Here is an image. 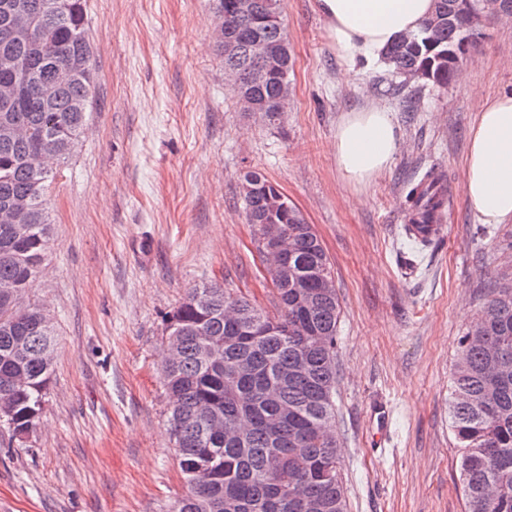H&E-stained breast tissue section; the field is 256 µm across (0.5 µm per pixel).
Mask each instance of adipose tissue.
I'll list each match as a JSON object with an SVG mask.
<instances>
[{
  "label": "adipose tissue",
  "instance_id": "adipose-tissue-1",
  "mask_svg": "<svg viewBox=\"0 0 512 512\" xmlns=\"http://www.w3.org/2000/svg\"><path fill=\"white\" fill-rule=\"evenodd\" d=\"M317 7L337 54L348 64L371 66L391 44L420 29L434 0H317ZM398 146L387 109L365 106L336 127V168L344 183L365 188L388 169ZM463 184L480 223L512 221V91L487 98L471 126Z\"/></svg>",
  "mask_w": 512,
  "mask_h": 512
}]
</instances>
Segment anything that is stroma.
I'll return each instance as SVG.
<instances>
[{
	"mask_svg": "<svg viewBox=\"0 0 512 512\" xmlns=\"http://www.w3.org/2000/svg\"><path fill=\"white\" fill-rule=\"evenodd\" d=\"M292 99L244 112L224 79L210 0H88L96 81L88 127L55 180L53 242L27 295L54 317V374L25 442L0 426V512H174L187 492L161 380L165 327L218 283L276 315L242 179L257 170L312 224L341 304L336 435L349 512H464L450 427L459 339L512 273V223H480L462 185L485 98L512 90V16L490 19L460 76L401 82L333 50L316 0H281ZM390 112L400 147L357 191L336 169L347 112ZM453 199L435 240L402 234L427 169ZM395 407V453L373 443Z\"/></svg>",
	"mask_w": 512,
	"mask_h": 512,
	"instance_id": "stroma-1",
	"label": "stroma"
}]
</instances>
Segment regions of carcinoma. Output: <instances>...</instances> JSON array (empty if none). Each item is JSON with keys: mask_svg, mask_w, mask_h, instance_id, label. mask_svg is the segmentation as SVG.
Listing matches in <instances>:
<instances>
[{"mask_svg": "<svg viewBox=\"0 0 512 512\" xmlns=\"http://www.w3.org/2000/svg\"><path fill=\"white\" fill-rule=\"evenodd\" d=\"M0 0V83L12 85V102L0 111V208L19 203L26 225L0 223V421L12 438L28 435L39 418L54 370V322L25 301L52 241L46 194L56 173L35 168L30 156L67 162L84 131L95 81L85 0ZM236 0H212L224 41L240 47L224 54V74L240 103L260 104L275 119L288 101L292 55L270 0H252L248 14ZM454 0H435L421 29L392 45L385 57L399 77L446 86L448 46L463 38L461 23L448 20ZM279 52L267 63L252 44ZM434 172L410 192L411 227L439 221ZM248 223L270 214L261 189L243 198ZM295 243L290 260L310 281L314 303L305 307L299 288L274 283L279 314L270 317L248 298L218 284L192 288L172 312L162 379L171 403L169 425L188 494L175 512H348L336 437L322 432L335 419L336 344L340 320L331 261L313 226L297 207L280 225ZM233 299L240 324L224 320ZM274 323L263 336L243 332L256 321ZM478 334L480 346L466 344ZM451 428L460 448L464 512H512V277L498 282L480 322L465 333L452 372ZM279 422L274 433L264 421Z\"/></svg>", "mask_w": 512, "mask_h": 512, "instance_id": "carcinoma-1", "label": "carcinoma"}]
</instances>
